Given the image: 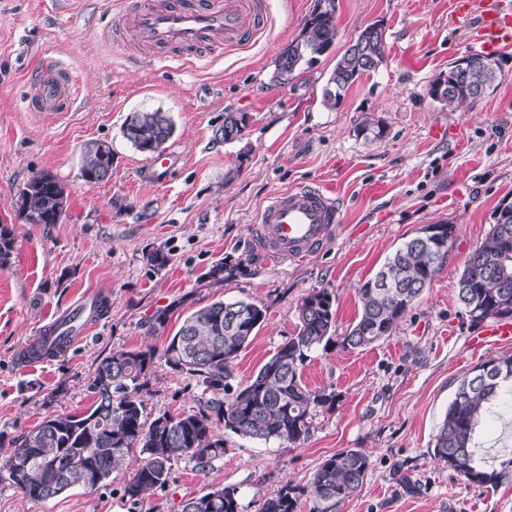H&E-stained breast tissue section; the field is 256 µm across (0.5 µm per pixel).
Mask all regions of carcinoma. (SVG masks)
Wrapping results in <instances>:
<instances>
[{"mask_svg": "<svg viewBox=\"0 0 512 512\" xmlns=\"http://www.w3.org/2000/svg\"><path fill=\"white\" fill-rule=\"evenodd\" d=\"M335 0H323L306 20L298 40L289 45L288 59L275 61L273 81L286 85L314 66L335 44ZM478 61L462 70L448 67L429 84V97L454 110L475 105L503 75L501 55L474 54ZM385 60L383 24L366 26L337 59L322 90L323 102L336 106L363 75L376 71ZM249 125L245 112H226L213 136L219 142L240 141ZM175 131L169 114L159 110L133 112L123 125L124 138L139 152L166 144ZM146 153V152H144ZM151 156V153H146ZM112 176V146L88 143L83 152L81 179L97 186ZM17 214L25 224H57L66 212L67 194L57 177L41 171L17 191ZM507 213L494 223L483 241L469 252L458 276V299L471 324L512 321V203L500 206ZM440 243L412 237L400 246L365 281L357 293L361 314L343 336L345 348L364 349L391 335L439 272L457 228ZM12 229L0 225V270L6 269L15 250ZM239 264H214L206 278L221 284L241 272ZM266 310L244 299L217 300L192 312L171 336L162 352L152 348L118 349L97 366L89 384L93 404L83 413H59L45 418L21 436L3 468L24 497L44 502L80 486L96 490L133 452L142 455L124 496L136 502L165 487L178 460L195 462L205 470L224 455V428L259 441L305 442L318 408L334 396L311 390L302 380L313 351L336 327L333 299L325 291L307 295L298 306L297 331L288 337L246 383L231 389L227 379L238 355L251 343ZM198 378L203 397L197 410L177 416L163 413L153 420L144 415L141 392L156 363ZM512 410V357L475 366L459 382L452 401L433 436L434 460L454 470L469 484L496 485L512 479V457L486 471V458L477 440V428L489 409ZM371 467L360 448L339 451L325 459L310 486L315 512L330 509L352 496ZM181 512H243L234 489L210 487L181 503ZM261 512H294L284 486L267 497Z\"/></svg>", "mask_w": 512, "mask_h": 512, "instance_id": "obj_1", "label": "carcinoma"}]
</instances>
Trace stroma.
I'll return each instance as SVG.
<instances>
[{"label": "stroma", "instance_id": "stroma-1", "mask_svg": "<svg viewBox=\"0 0 512 512\" xmlns=\"http://www.w3.org/2000/svg\"><path fill=\"white\" fill-rule=\"evenodd\" d=\"M112 0H0V224L16 249L0 270V457L46 417L86 411L88 385L113 350L162 349L193 311L219 299H245L266 318L233 364L231 386L248 381L297 330V307L323 290L336 330L303 370L309 388L334 397L319 408L307 441L264 443L222 430L224 454L206 470L178 461L162 490L123 496L135 460L105 485L69 489L43 503L23 497L0 473V512H179L209 486L236 489L244 512L288 488L295 512H313L310 483L324 459L347 448L371 456L362 487L336 512H512V480L465 484L436 464L431 443L459 380L473 367L512 356L511 342L475 344L457 296L458 273L503 200L512 201V48L495 89L475 106L448 111L428 95L430 82L468 54L449 0H336V43L282 87L275 60L298 38L319 0H263L266 29L248 45L220 49L192 64L179 50L133 51L112 31ZM385 28V60L360 78L336 107L322 88L337 58L367 25ZM69 73L76 99L66 112H31L27 78L45 59ZM167 112L179 155L164 183L148 176L149 157L123 138L130 113ZM228 111L250 117L243 140L212 139ZM380 138L356 132L364 118ZM90 141L111 144L112 176L91 187L80 177ZM52 172L68 194L59 223L24 224L17 189ZM300 185L334 192L344 222L315 256L279 264L252 247L255 217L275 193ZM453 224L448 256L397 329L375 344L344 348L360 312L358 288L404 241L427 224ZM162 249L166 267L145 255ZM244 272L220 285L216 262ZM111 302L89 338L32 367L19 348L91 290ZM168 310L162 329L156 311ZM143 392L148 417L197 407L195 377L155 365Z\"/></svg>", "mask_w": 512, "mask_h": 512}]
</instances>
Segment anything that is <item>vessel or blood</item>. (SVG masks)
<instances>
[{
    "label": "vessel or blood",
    "mask_w": 512,
    "mask_h": 512,
    "mask_svg": "<svg viewBox=\"0 0 512 512\" xmlns=\"http://www.w3.org/2000/svg\"><path fill=\"white\" fill-rule=\"evenodd\" d=\"M457 23L469 29V45L485 55L512 47V0H451ZM120 18L135 45L143 49L174 45L186 51L246 43L266 25L262 0H149ZM73 92L62 73L46 63L34 74L28 107L34 112H65ZM336 199L321 186H301L275 196L258 214L253 244L280 262L311 256L342 224ZM91 293L23 346L21 362L45 363L82 342L107 302Z\"/></svg>",
    "instance_id": "vessel-or-blood-1"
}]
</instances>
